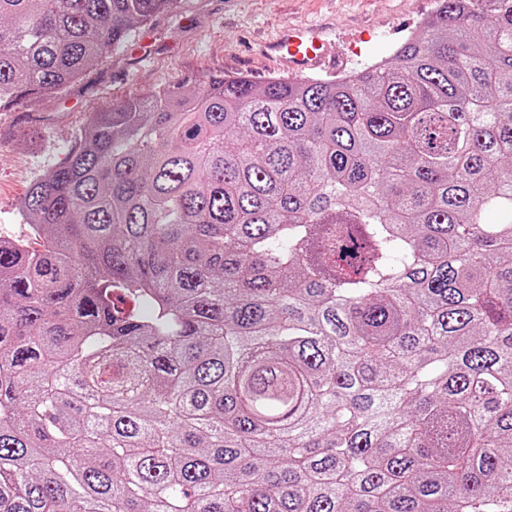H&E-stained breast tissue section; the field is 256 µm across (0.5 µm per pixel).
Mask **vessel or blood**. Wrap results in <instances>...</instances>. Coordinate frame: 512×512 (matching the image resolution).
<instances>
[{"label": "vessel or blood", "mask_w": 512, "mask_h": 512, "mask_svg": "<svg viewBox=\"0 0 512 512\" xmlns=\"http://www.w3.org/2000/svg\"><path fill=\"white\" fill-rule=\"evenodd\" d=\"M267 54L277 57L293 74L304 75L325 65L327 52L319 30L286 26L269 42Z\"/></svg>", "instance_id": "1"}]
</instances>
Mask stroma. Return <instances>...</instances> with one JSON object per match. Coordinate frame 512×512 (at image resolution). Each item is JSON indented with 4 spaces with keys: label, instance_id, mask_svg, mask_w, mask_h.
Listing matches in <instances>:
<instances>
[{
    "label": "stroma",
    "instance_id": "obj_1",
    "mask_svg": "<svg viewBox=\"0 0 512 512\" xmlns=\"http://www.w3.org/2000/svg\"><path fill=\"white\" fill-rule=\"evenodd\" d=\"M437 0H176L62 93L0 109V238L27 234L18 206L38 175L64 161L91 112L129 95L205 75L280 76L259 44L286 24H317L344 70L389 57Z\"/></svg>",
    "mask_w": 512,
    "mask_h": 512
}]
</instances>
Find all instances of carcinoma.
I'll return each mask as SVG.
<instances>
[{
	"instance_id": "1",
	"label": "carcinoma",
	"mask_w": 512,
	"mask_h": 512,
	"mask_svg": "<svg viewBox=\"0 0 512 512\" xmlns=\"http://www.w3.org/2000/svg\"><path fill=\"white\" fill-rule=\"evenodd\" d=\"M172 2L0 0V103ZM19 214L0 512H512V0L91 112Z\"/></svg>"
}]
</instances>
